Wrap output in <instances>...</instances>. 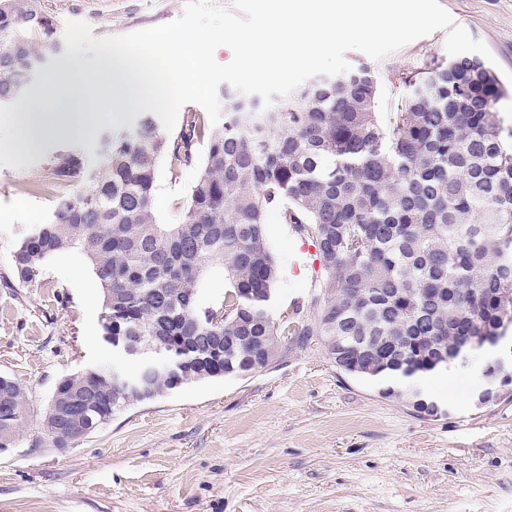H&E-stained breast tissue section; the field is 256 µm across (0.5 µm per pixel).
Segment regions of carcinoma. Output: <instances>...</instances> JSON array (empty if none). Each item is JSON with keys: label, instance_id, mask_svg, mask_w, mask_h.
Listing matches in <instances>:
<instances>
[{"label": "carcinoma", "instance_id": "1", "mask_svg": "<svg viewBox=\"0 0 512 512\" xmlns=\"http://www.w3.org/2000/svg\"><path fill=\"white\" fill-rule=\"evenodd\" d=\"M59 49L41 0H0V104L23 97ZM405 86L384 118L377 83L358 66L268 108L226 89L217 124L191 113L173 139L150 113L132 130H109L97 161L79 151L56 158V179L86 188L59 195L26 230L16 278L28 282L55 253L82 250L103 289V341L146 336L160 349L133 358L137 368L181 365L126 393V407L221 372L263 369L285 336L317 338L336 367L363 380L426 373L491 345L512 323V122L499 108L512 90L480 56L455 57ZM198 142L206 154L189 202L160 224L158 162L175 168ZM277 205L319 262V293L299 326L268 313L280 269L265 216ZM216 265L224 301L204 307L200 290ZM246 336L266 337V349ZM113 391L107 369L62 379L41 423L48 445L66 448L112 418ZM28 412L25 390L0 377V445Z\"/></svg>", "mask_w": 512, "mask_h": 512}]
</instances>
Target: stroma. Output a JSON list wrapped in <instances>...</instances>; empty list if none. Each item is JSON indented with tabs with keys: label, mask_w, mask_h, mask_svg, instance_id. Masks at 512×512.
<instances>
[{
	"label": "stroma",
	"mask_w": 512,
	"mask_h": 512,
	"mask_svg": "<svg viewBox=\"0 0 512 512\" xmlns=\"http://www.w3.org/2000/svg\"><path fill=\"white\" fill-rule=\"evenodd\" d=\"M483 42L512 81V0H439ZM57 30L87 22L96 37L177 19L185 0H42ZM447 33L434 31L380 61L350 51L378 86L379 110L395 111L402 78L448 61ZM97 132L46 136L19 168L0 167V376L26 392L29 413L0 450V512H512V385L482 405L488 383L480 358L455 366L447 381L416 385L437 416L378 384L342 373L317 340H283L273 366L246 377H216L115 412L96 431L59 449L37 444L58 382L118 363L102 340V290L78 249L54 254L32 281L12 274L24 232L55 201L56 156H94ZM160 160L154 197L159 223L184 208L205 157ZM280 265L269 313L302 323L315 275L302 261L309 239L266 215Z\"/></svg>",
	"instance_id": "obj_1"
}]
</instances>
